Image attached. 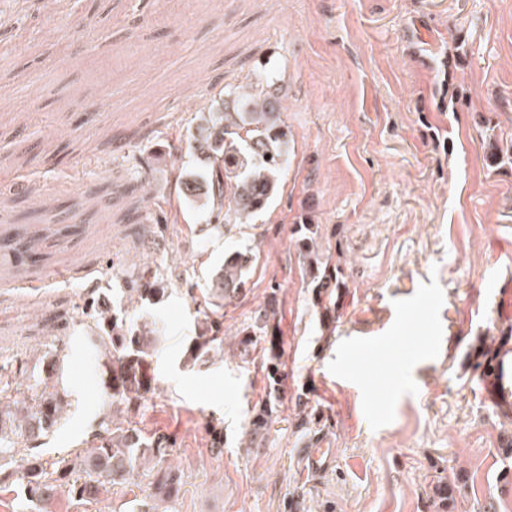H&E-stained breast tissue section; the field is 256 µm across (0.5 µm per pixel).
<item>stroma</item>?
<instances>
[{
  "label": "stroma",
  "mask_w": 512,
  "mask_h": 512,
  "mask_svg": "<svg viewBox=\"0 0 512 512\" xmlns=\"http://www.w3.org/2000/svg\"><path fill=\"white\" fill-rule=\"evenodd\" d=\"M36 6L0 0V73L15 76L0 131L19 112L35 125L31 145H0V230L41 223L43 199L59 208L38 264L15 266L0 251V366L22 388L43 375L40 321L64 316L72 407L49 451L80 447L111 409L79 341L84 284L108 296L149 264L189 275L153 309L168 343L135 416L175 443L185 479L175 512H512V454L498 452L512 419L477 392L475 359L512 342V298L502 296L512 289V168L485 155L487 126L512 137V0H95L97 24L79 41L68 15L50 36L28 28ZM264 65L288 128L280 192L251 223L204 233L180 192L204 105L198 81L220 89ZM21 182L35 192L18 193ZM135 214L168 229L144 241ZM303 224L318 226L345 282L320 304L295 246ZM239 245L258 258L245 297L224 310L227 334L269 293L278 298L280 401L258 443L250 418L267 392L263 347L247 364L229 341L213 365H180L178 353L194 331L188 289L209 287ZM407 303L417 312L408 335L442 338L421 369L393 337ZM358 341L360 357L348 358ZM310 411L336 450L318 477L294 460ZM150 480L139 472L92 502L61 491L43 510L127 512Z\"/></svg>",
  "instance_id": "35a3bbf8"
}]
</instances>
